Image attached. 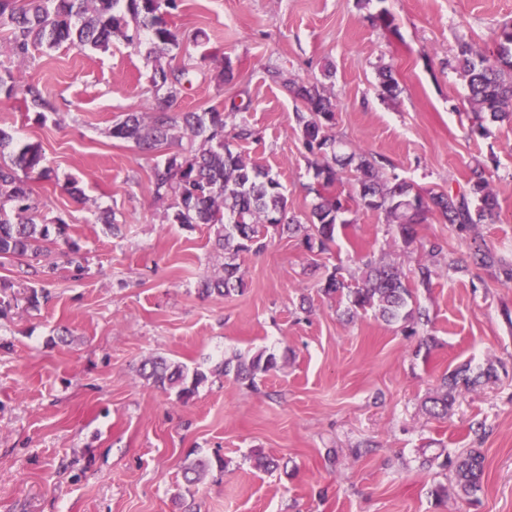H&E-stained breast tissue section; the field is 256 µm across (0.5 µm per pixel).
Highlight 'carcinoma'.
I'll use <instances>...</instances> for the list:
<instances>
[{
	"mask_svg": "<svg viewBox=\"0 0 512 512\" xmlns=\"http://www.w3.org/2000/svg\"><path fill=\"white\" fill-rule=\"evenodd\" d=\"M121 0H0V31L5 32L15 69L0 73V94L11 97L32 46L49 49L67 44L75 48L89 46L100 52L110 49L112 41L146 47L145 56L152 63V83L164 95L147 115L128 112L110 130L112 138L131 142L145 155L161 152L173 140L187 139L189 147L169 156L152 169L153 192L160 201L168 202L166 218L172 224L192 228L207 224L213 228L215 247L230 251L258 254L271 235L303 232L301 243L312 252L328 250L350 222L342 215L351 200L384 213L386 223L403 243H412L416 226L427 215L436 214L451 224L458 235L469 237L479 224L493 220L498 201L489 187L484 168L470 171L469 190L460 194H423L396 174H386L374 157L357 149L343 151L330 134L335 120V106L325 89L317 84L293 85L289 91L301 101L303 108L296 120L307 150L316 156L312 162L319 189L318 202L303 227L298 216L288 209V196L283 184L270 172L245 160L226 145L227 137L245 141L256 139L247 125H236L226 131L224 112L209 108L203 112H181L176 102L182 93L186 67L173 64L172 51L180 48L183 38L166 20L168 11L177 8L176 0H126V9H118ZM493 44L508 47L497 52L473 50L460 46L458 69L469 89V134L484 137L487 123L512 121V23L501 25ZM0 257L24 259L37 256L42 243L49 239L46 224L36 222L37 205L32 198L30 179L48 178L51 169L38 142L21 141L0 128ZM349 175L354 192L343 199L332 191L340 177ZM426 260L413 273V280L390 262L365 263L360 281L350 284L338 270L329 273L322 292L327 296L346 298L347 314L374 311L387 323L401 321L411 334L415 325L429 321L426 311L416 306L414 289L430 288L439 275L442 260L456 272L470 267L491 270L504 284L512 282V261L489 247L478 246L470 255V263L461 264L445 258L443 246L435 241L421 243ZM244 292L239 266L224 263L222 273L202 281L205 297L230 296ZM278 368L275 354L259 350L251 355H237L224 361L222 372L253 385L256 379ZM139 375L161 389H177L178 396L192 397L207 380L199 369L170 362L158 356L144 361ZM494 376L493 367L476 376L470 368L460 367L443 378L434 395L428 397L427 413L437 419L448 416L458 388L469 389L479 379ZM208 463L197 459L183 469L189 485L199 483ZM458 493L470 497L481 490L485 458L471 449L454 461Z\"/></svg>",
	"mask_w": 512,
	"mask_h": 512,
	"instance_id": "obj_1",
	"label": "carcinoma"
}]
</instances>
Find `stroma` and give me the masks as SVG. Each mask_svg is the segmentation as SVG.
Returning a JSON list of instances; mask_svg holds the SVG:
<instances>
[{
    "mask_svg": "<svg viewBox=\"0 0 512 512\" xmlns=\"http://www.w3.org/2000/svg\"><path fill=\"white\" fill-rule=\"evenodd\" d=\"M383 9L392 27L377 22ZM168 21L208 35L176 52L188 65L178 110L214 107L227 126H251L258 140L232 148L278 175L292 212L309 213L317 185L286 89L295 82L332 97L337 140L383 157L422 193L466 190L483 165L498 216L471 241L432 215L406 244L383 213L355 205L328 251L272 236L260 254L239 255L243 293L202 297L223 251L208 226L167 221L153 159L109 134L160 96L144 54L121 41L105 53L31 49L26 81L49 107L1 95L0 128L41 143L52 177L32 181L33 198L45 223L68 229L35 260L50 270L47 305L27 307L29 280L17 261L0 262L15 296L0 314V512H179V498L191 512H512V283L441 270L416 292L430 321L413 336L371 311L347 317L320 290L336 269L359 281L367 259L411 272L426 240L459 260L476 241L512 258V123L469 137L468 88L450 66L461 43L491 47L512 0H178ZM227 66L231 80L219 81ZM384 67L396 97L379 92ZM72 246L80 265L67 261ZM259 350L279 367L256 387L219 372ZM157 355L208 379L181 400L140 377ZM461 366L496 376L460 391L447 418L429 417V393ZM471 448L485 474L466 498L435 458ZM259 454L281 467L255 468ZM198 458L210 469L187 485L183 468Z\"/></svg>",
    "mask_w": 512,
    "mask_h": 512,
    "instance_id": "stroma-1",
    "label": "stroma"
}]
</instances>
